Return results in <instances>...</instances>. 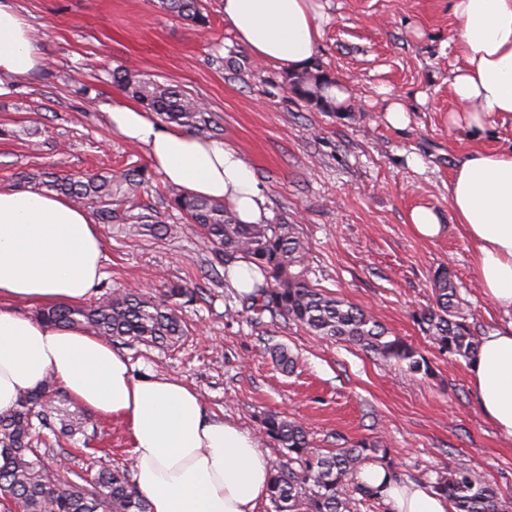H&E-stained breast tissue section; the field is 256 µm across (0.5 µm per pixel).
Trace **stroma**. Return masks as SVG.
Returning <instances> with one entry per match:
<instances>
[{"instance_id": "stroma-1", "label": "stroma", "mask_w": 512, "mask_h": 512, "mask_svg": "<svg viewBox=\"0 0 512 512\" xmlns=\"http://www.w3.org/2000/svg\"><path fill=\"white\" fill-rule=\"evenodd\" d=\"M327 21L316 63L353 89L344 110L322 112L295 95L285 70L258 63L224 22L223 0H201L199 29L157 0H15L43 51L41 67L0 94V187L39 190L38 172L58 177L139 168L140 213L178 224L176 235L131 233L104 224V277L112 291L154 293L164 283L194 288L180 314L189 333L177 347L117 343L136 374L166 375L194 388L211 414L258 435L264 413L302 422L313 448L332 451L383 437L403 479L461 466L512 507V438L478 407L468 362L448 361L417 319L433 306L432 277L448 268L478 335L512 323L484 295L472 248L448 203L454 169L475 149L512 145V120L475 134L451 127L449 91L461 64L449 40L451 0H319ZM125 66L201 100L208 137L237 148L264 186L269 223L293 225L307 247L315 287L372 313L426 356L433 376L387 365L346 343L285 320L254 321L230 283L209 273V255L144 147L106 125L103 104L125 102L113 84ZM409 116L385 119L390 100ZM435 210L442 234L421 239L415 207ZM285 344L297 358L283 372L267 351ZM46 456L61 478L129 465L124 424L51 395Z\"/></svg>"}]
</instances>
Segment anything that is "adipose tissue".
I'll use <instances>...</instances> for the list:
<instances>
[{"label": "adipose tissue", "mask_w": 512, "mask_h": 512, "mask_svg": "<svg viewBox=\"0 0 512 512\" xmlns=\"http://www.w3.org/2000/svg\"><path fill=\"white\" fill-rule=\"evenodd\" d=\"M451 41L463 60L450 80L449 122L476 131L512 117V0H451ZM224 21L254 57L289 71L313 61L324 14L318 0H224ZM42 49L12 0H0V80L28 76ZM107 124L143 146L151 165L194 196L220 199L244 224L268 218L254 171L232 145L160 123L135 106H105ZM448 202L473 247L485 295L512 310V148L478 150L454 170ZM104 242L89 212L64 197L0 188V413L54 375L78 404L124 422L134 478L149 512H257L268 496V460L254 436L208 416L199 394L164 375L138 376L99 337L56 328L12 303L75 304L104 271ZM483 414L512 437V329L483 336L471 364ZM359 483L377 488L389 512H453L424 484L395 481L363 466Z\"/></svg>", "instance_id": "1"}]
</instances>
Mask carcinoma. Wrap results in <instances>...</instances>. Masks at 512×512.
<instances>
[{
  "instance_id": "obj_1",
  "label": "carcinoma",
  "mask_w": 512,
  "mask_h": 512,
  "mask_svg": "<svg viewBox=\"0 0 512 512\" xmlns=\"http://www.w3.org/2000/svg\"><path fill=\"white\" fill-rule=\"evenodd\" d=\"M159 8L176 14L197 27L208 24L199 0H158ZM112 80L127 96L164 119L199 132L207 128L202 105L178 86L160 83L128 68L112 71ZM291 91L322 112L337 109L331 90L336 79L316 63L288 74ZM145 180L139 169L121 173H93L56 177L50 189L74 203H90L97 215L110 224L118 214L114 202L123 205L130 191ZM170 205L198 231L215 266L229 269L246 260L258 266L265 284L256 294L242 299L245 310L260 322L268 315L301 324L317 336L337 338L359 347L381 361L406 365L415 374L430 376V362L405 339L394 336L375 317L343 298L314 287L309 279L305 243L290 224H243L235 213L206 197L191 196L177 186L168 189ZM135 206L123 211V221L136 233L163 231L174 225L153 224ZM435 305L424 310L418 324L438 352L450 359L473 361L481 337L459 313L458 288L439 271L433 280ZM196 299V291L168 284L157 296L119 292L89 306L53 305L40 310L47 324L79 327L114 343L126 339L171 347L186 335L178 308ZM56 380L48 378L39 388L20 397L16 407L0 413V501L18 506L21 512H148L145 497L126 468H103L94 476L96 490L84 485L86 478L74 471L62 481L49 461L38 452L36 426H47L43 413L46 396ZM263 434L288 451V459L270 467L271 512H356L362 503L380 500L377 490L355 481L361 464L371 456L387 465L389 450L378 440L366 439L348 448L320 453L311 448L308 431L300 423L276 412L261 419ZM432 489L448 498L455 512H503L496 492L468 468L437 474Z\"/></svg>"
}]
</instances>
